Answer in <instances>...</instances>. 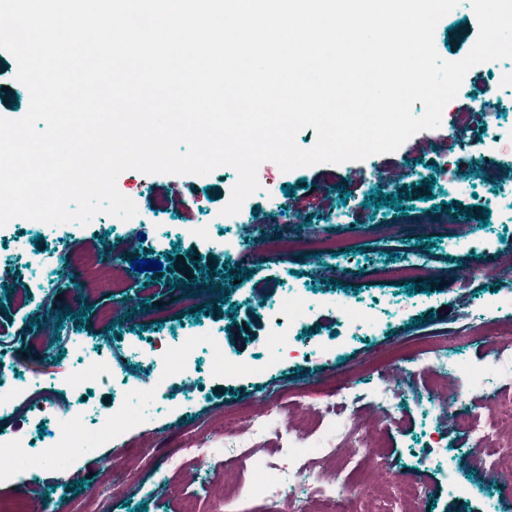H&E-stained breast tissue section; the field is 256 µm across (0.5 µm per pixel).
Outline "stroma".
Returning <instances> with one entry per match:
<instances>
[{"instance_id": "1", "label": "stroma", "mask_w": 512, "mask_h": 512, "mask_svg": "<svg viewBox=\"0 0 512 512\" xmlns=\"http://www.w3.org/2000/svg\"><path fill=\"white\" fill-rule=\"evenodd\" d=\"M478 23L471 0L438 24L435 46L447 61L463 59L473 47ZM14 57L0 49V116L27 112L30 95L16 79ZM472 115L449 140L452 116ZM451 167H443L445 155ZM164 174L122 172L117 187L133 195L137 214L123 221L100 214L88 224H49L32 231L27 220H12L0 234V269L12 268L25 290L0 291V372L29 379L12 403L0 407V432L20 429L45 397L55 400L56 423L72 425L76 397L67 375L52 367L79 359H108L112 386L96 390L94 411L103 419L120 413L109 428L108 465H96L87 449L65 448L47 469L30 475L22 448L0 450V502L18 497L49 505L50 512H288L292 487L279 473L274 437L263 440V455L279 482L270 499L226 501L230 489L254 479L235 453L224 448V417L238 415L246 428L266 404L291 407L296 393L318 386L338 390L354 383L362 398L357 410L374 430L393 477L391 498L410 480L417 490L414 512H512V480L494 476L499 456L475 452L464 431L471 411L494 418L491 400L464 398L458 419L445 421L430 407L427 379L410 358L416 339L438 340L445 360L478 364L483 345L473 318L482 305L499 303L498 333L512 339V290L495 281L461 283L478 265L512 264V60L477 65L443 110L438 129L419 132L389 154L362 161L320 164L281 171L263 163L260 188L240 211L223 215L236 171L222 166L207 176H187L184 205L172 206ZM434 188H427V181ZM293 186L285 195V186ZM396 196L400 209L370 204L377 194ZM287 204L301 229L280 217ZM260 208L267 237L322 236L340 247L331 259L305 252L260 257L246 281L232 282L233 254L252 234L247 222ZM489 211L487 223L477 220ZM394 261H386V254ZM139 256L163 261L156 279L131 270ZM420 258L419 281L430 293L408 294L401 268ZM79 268L71 284L70 268ZM180 272L181 288L168 284ZM296 293L302 313L284 324L301 353L277 357L269 348L272 307ZM89 314L74 317L76 304ZM424 323L413 326L416 317ZM170 342L186 336L219 340L220 350L201 347L189 369L171 372L157 388L149 370L153 337ZM385 365L401 394L391 415L377 410L378 379ZM207 439L215 457L183 456L184 448ZM166 470L155 482L156 470ZM81 489H73V482Z\"/></svg>"}]
</instances>
